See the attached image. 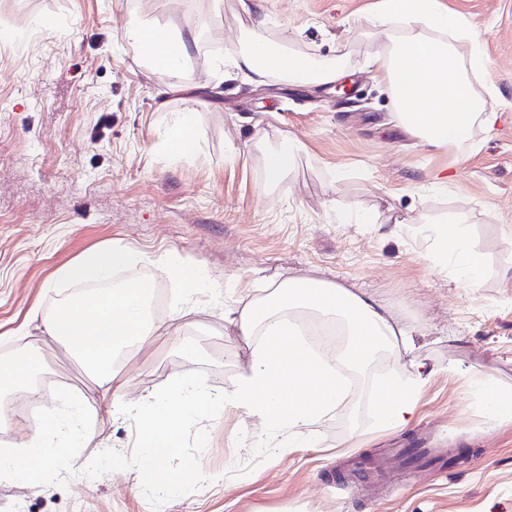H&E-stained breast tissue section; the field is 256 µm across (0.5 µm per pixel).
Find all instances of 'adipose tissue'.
<instances>
[{
	"mask_svg": "<svg viewBox=\"0 0 512 512\" xmlns=\"http://www.w3.org/2000/svg\"><path fill=\"white\" fill-rule=\"evenodd\" d=\"M455 23V16L441 10L438 0H384L377 19L384 45L373 59L376 72L388 84L401 122L435 147L462 145L477 123L491 126L497 120L486 96L474 90L454 44L424 33L428 27L451 29ZM125 36L135 48H147L151 66L160 72L184 63L196 40L192 29L160 37L149 25L129 26ZM230 61L236 70L259 79L273 72L295 82L331 83L341 76L338 66L314 64L295 52L275 50L259 35L251 36L247 48L235 52ZM438 250L442 259L456 263L464 283L480 282L482 257L470 248L459 226L440 229ZM131 260L125 248L98 249L68 266L64 275L76 283L97 282ZM145 290L142 283L106 288L95 307H86L77 297L65 313L43 319V335L67 343L92 372L96 387L110 391L112 399L99 404L93 394L76 389L56 392L57 405L45 412L44 429L15 447L0 448V475L20 473L30 486H38L42 472L30 466V459L45 463L52 459L53 449L81 447L90 433L89 415L108 421L129 415L139 422L143 448L133 466L137 486L169 493L181 479L194 475L193 469L177 474L165 465L177 451L187 411L215 415L228 406L239 408L263 423L276 447H309L314 440L307 427L332 415L346 401L344 371L366 367L386 348L411 353L415 370L425 367L414 355L412 336L368 295L313 279H292L243 306H225L224 321L231 330L260 339L233 391L213 392L186 378L166 393H150L127 404L114 357L118 350L141 348L159 329L146 315ZM301 309L343 321L346 345L332 356L313 351L299 339L290 316ZM416 392V385L382 380L376 402L380 422L392 429L405 427L415 411Z\"/></svg>",
	"mask_w": 512,
	"mask_h": 512,
	"instance_id": "adipose-tissue-1",
	"label": "adipose tissue"
}]
</instances>
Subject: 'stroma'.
Here are the masks:
<instances>
[{
  "instance_id": "obj_1",
  "label": "stroma",
  "mask_w": 512,
  "mask_h": 512,
  "mask_svg": "<svg viewBox=\"0 0 512 512\" xmlns=\"http://www.w3.org/2000/svg\"><path fill=\"white\" fill-rule=\"evenodd\" d=\"M457 14L454 37L469 64L468 33L482 38L478 92L492 90L493 128L468 143L432 147L400 123L370 61L381 50V0H0V355L39 344L32 385L90 386L66 346L43 339L38 319L79 294L62 270L89 250L121 246L136 263L114 282L147 279L162 301L174 285L160 260L203 267L207 282L177 336H156L119 361L135 399L190 376L231 390L251 342L224 323V307L271 284L310 278L368 294L411 332L432 372L412 421L379 428V377L412 381L405 356L381 350L354 397L311 425L312 448L268 451L267 429L243 411L187 414L167 465L196 468L169 500L137 486V422H105L85 447L45 464L38 487L0 478V512H512V420H490L475 382L512 390V0H440ZM133 24L199 35L185 67L161 73L123 39ZM275 49L340 62L354 90L263 82L223 66L252 33ZM194 114L197 152L172 158L165 133ZM301 150L277 185L265 158L282 140ZM374 212L378 223H355ZM459 225L484 257L464 286L437 251L438 228ZM26 335H16L18 326ZM200 354L182 357L183 341ZM0 397V447L40 431ZM447 431L454 464L407 468L378 497L344 483L342 460L371 462L433 426Z\"/></svg>"
}]
</instances>
